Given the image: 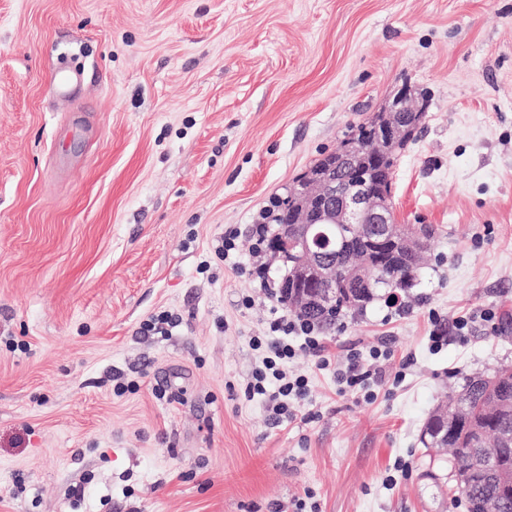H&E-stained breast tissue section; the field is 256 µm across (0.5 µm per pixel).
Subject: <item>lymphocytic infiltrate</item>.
Wrapping results in <instances>:
<instances>
[{
	"label": "lymphocytic infiltrate",
	"mask_w": 512,
	"mask_h": 512,
	"mask_svg": "<svg viewBox=\"0 0 512 512\" xmlns=\"http://www.w3.org/2000/svg\"><path fill=\"white\" fill-rule=\"evenodd\" d=\"M251 347L261 359L242 388L245 400L262 398L271 425L293 418L295 403L310 393L309 378L290 371L289 364L299 354L312 356L320 370H333L339 391L356 394L383 385L387 375L383 365L388 349L371 346L368 353L349 349L341 363H333L318 325L285 313L272 312L262 335L251 337Z\"/></svg>",
	"instance_id": "obj_1"
}]
</instances>
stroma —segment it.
Wrapping results in <instances>:
<instances>
[{
  "instance_id": "1",
  "label": "stroma",
  "mask_w": 512,
  "mask_h": 512,
  "mask_svg": "<svg viewBox=\"0 0 512 512\" xmlns=\"http://www.w3.org/2000/svg\"><path fill=\"white\" fill-rule=\"evenodd\" d=\"M404 85L429 103L394 216L435 238L405 307L322 335L387 342L406 377L344 395L299 356L311 393L271 427L240 392L271 302L215 249L236 227L260 264L261 211ZM481 308L496 323L457 335ZM163 311L182 325L140 336ZM504 365L512 0H0V512H467L420 430Z\"/></svg>"
}]
</instances>
